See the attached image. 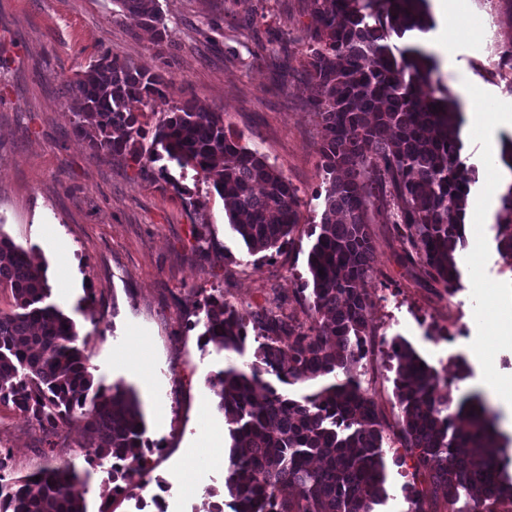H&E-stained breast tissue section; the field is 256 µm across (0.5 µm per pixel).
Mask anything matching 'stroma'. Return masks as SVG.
I'll return each mask as SVG.
<instances>
[{"mask_svg": "<svg viewBox=\"0 0 512 512\" xmlns=\"http://www.w3.org/2000/svg\"><path fill=\"white\" fill-rule=\"evenodd\" d=\"M170 44L157 45L136 20L114 12L111 0H0V233L33 252L48 281L58 273L67 291L51 300L76 323L95 382H123L137 393L145 421L146 487L136 496L113 493L112 461L95 460L85 486L88 512H208L224 490V451L200 445V422L223 429L224 415L208 386L224 354L199 340L195 312L209 295L245 308L294 299L319 223L323 185L322 128L309 103L303 73L304 0H160ZM475 25L454 60H439L451 95L468 87L459 137L462 159L475 166L472 198H500L512 172L499 147L512 124L495 132L494 148L473 131L485 106L512 113V0H456L459 29ZM168 71L174 88L146 111L156 123L184 98L223 112L240 143L258 151L296 188L301 218L291 245L250 254L232 230L224 201L203 174L169 164L171 183L147 182L134 165L91 155L74 128L79 108L65 85L101 54ZM392 198L369 203L372 265L364 287L373 301L371 353L361 384L387 422L399 409L388 343L406 340L441 378L454 400L482 393L488 371L512 396V336H496L487 360L475 350L480 322L512 320V267L500 259L490 226L497 210L467 212L464 248L456 256L461 287L448 294L409 264L387 222ZM82 435L74 420L51 441L70 456ZM45 435L0 404V447L10 449L16 474L33 471Z\"/></svg>", "mask_w": 512, "mask_h": 512, "instance_id": "stroma-1", "label": "stroma"}]
</instances>
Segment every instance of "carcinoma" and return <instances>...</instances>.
Masks as SVG:
<instances>
[{
  "label": "carcinoma",
  "instance_id": "1",
  "mask_svg": "<svg viewBox=\"0 0 512 512\" xmlns=\"http://www.w3.org/2000/svg\"><path fill=\"white\" fill-rule=\"evenodd\" d=\"M311 57L306 76L322 127L325 183L319 232L307 255L308 280L298 290L300 321L280 304L240 309L211 295L198 308L200 339L243 354L247 328L253 360L210 375L231 450L224 489L232 512H373L388 499L386 455L415 459L422 489L405 497L407 512H433L443 493L448 512H494L512 503L509 438L477 397L452 408L438 372L404 340L391 341L399 414L389 425L361 386L359 366L372 335L373 302L362 288L373 273L368 203L392 188L393 224L407 258L448 293L460 284L455 253L465 244V215L475 168L461 160L459 101L438 81L435 57L413 36L432 26L428 0H305ZM169 42L158 0H112ZM405 40L403 46L393 38ZM172 79L162 70L102 54L67 82L80 102L75 132L91 154L138 167L145 181L179 190L166 158L203 173L224 199L229 225L250 254L291 244L300 220L297 190L255 150L239 144L224 113L187 100L153 128L144 109L165 98ZM496 249L512 266V183L492 225ZM0 404L28 416L53 436L69 420L83 422L78 445L86 463L112 458L116 492L146 485L145 426L140 402L121 382L94 383L75 322L48 302L43 264L0 233ZM273 375L274 386L266 380ZM296 386L292 393L288 387ZM264 390L258 402L255 394ZM43 462L15 475L0 449V512H87L77 486L89 472L40 449ZM39 477L34 481L33 477ZM291 492L280 496L281 487Z\"/></svg>",
  "mask_w": 512,
  "mask_h": 512
}]
</instances>
